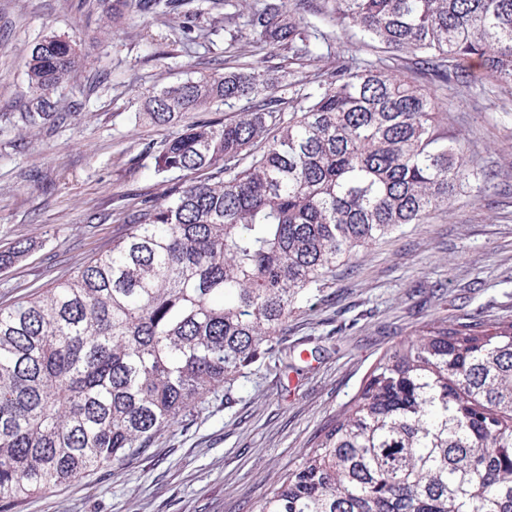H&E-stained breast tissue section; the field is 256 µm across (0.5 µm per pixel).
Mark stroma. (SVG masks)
<instances>
[{
	"label": "stroma",
	"instance_id": "1",
	"mask_svg": "<svg viewBox=\"0 0 512 512\" xmlns=\"http://www.w3.org/2000/svg\"><path fill=\"white\" fill-rule=\"evenodd\" d=\"M261 5L130 6L112 24L101 21L96 0H0V250L31 245L0 270V307L69 277L126 234L128 209L169 190L147 146L175 129L140 118L137 92L211 72L230 41L282 89L297 76L326 80L344 62L360 70L393 62L324 18V0L295 4L321 32L311 59L259 49L247 19ZM187 27L197 43H186ZM49 31L76 37L84 60L58 92L67 114L51 129L24 118L33 96L26 62ZM467 69V91L438 88L446 107L437 125L466 142L491 182L471 183L426 223L338 266L318 299L289 317L269 356L156 431L147 448L55 493L0 503V512H257L386 349L438 318L512 321V94L477 61Z\"/></svg>",
	"mask_w": 512,
	"mask_h": 512
}]
</instances>
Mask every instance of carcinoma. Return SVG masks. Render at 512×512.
<instances>
[{"label": "carcinoma", "instance_id": "carcinoma-1", "mask_svg": "<svg viewBox=\"0 0 512 512\" xmlns=\"http://www.w3.org/2000/svg\"><path fill=\"white\" fill-rule=\"evenodd\" d=\"M330 17L413 66L297 79L295 106L251 64L142 94L150 146L177 176L161 202L69 278L0 307V502L49 493L124 460L230 376L272 350L327 274L405 224H422L470 180L465 144L438 132L443 101L418 82L467 87L462 63L512 89V0H327ZM247 26L265 47L312 54L318 32L288 0ZM76 40L29 54L26 121L59 114ZM28 252L0 251V268ZM258 512H512V321L435 319L388 348Z\"/></svg>", "mask_w": 512, "mask_h": 512}]
</instances>
